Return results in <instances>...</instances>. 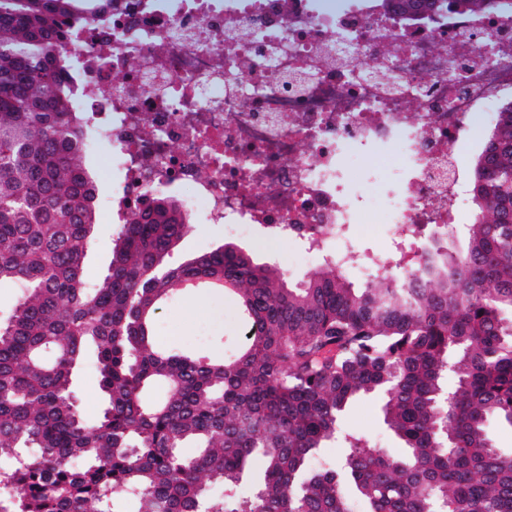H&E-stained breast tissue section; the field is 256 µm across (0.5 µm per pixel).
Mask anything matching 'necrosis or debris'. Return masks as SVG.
<instances>
[{"instance_id": "obj_1", "label": "necrosis or debris", "mask_w": 512, "mask_h": 512, "mask_svg": "<svg viewBox=\"0 0 512 512\" xmlns=\"http://www.w3.org/2000/svg\"><path fill=\"white\" fill-rule=\"evenodd\" d=\"M81 117L117 214L158 191L242 240L313 232L336 260L343 238L385 221L394 240L456 221L465 191L449 140L478 144L512 93V12L404 28L358 0H118L72 25ZM394 152L385 214L351 197V170Z\"/></svg>"}]
</instances>
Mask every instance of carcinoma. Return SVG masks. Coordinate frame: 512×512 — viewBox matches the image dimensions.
I'll return each mask as SVG.
<instances>
[{
    "label": "carcinoma",
    "mask_w": 512,
    "mask_h": 512,
    "mask_svg": "<svg viewBox=\"0 0 512 512\" xmlns=\"http://www.w3.org/2000/svg\"><path fill=\"white\" fill-rule=\"evenodd\" d=\"M114 2L0 0V285L20 290L0 314V512H355L346 482L364 512H512V454L489 432L512 427V102L474 166L466 247L422 230L403 282L360 286L326 257L296 281L235 243L175 265L192 224L164 192L127 215L91 280L99 188L68 29ZM379 2L413 22L416 0ZM431 6L438 20L512 0ZM192 280L224 284L243 341L216 336L220 354L201 355L158 340V311ZM91 351L94 419L73 395ZM375 394L398 456L339 430ZM336 439L342 464L313 466Z\"/></svg>",
    "instance_id": "obj_1"
}]
</instances>
